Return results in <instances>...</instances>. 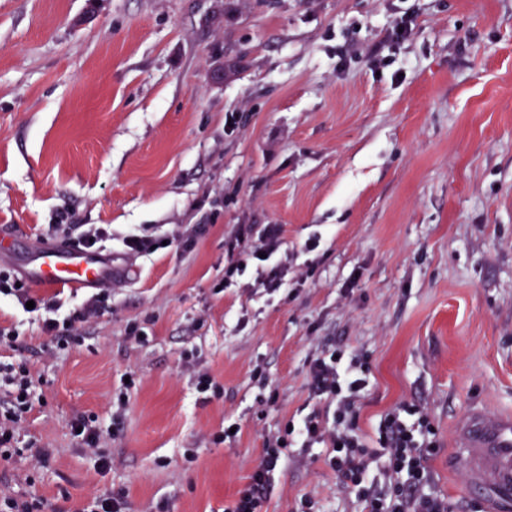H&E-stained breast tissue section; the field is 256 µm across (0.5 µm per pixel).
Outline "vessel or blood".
Returning <instances> with one entry per match:
<instances>
[{"instance_id": "obj_1", "label": "vessel or blood", "mask_w": 512, "mask_h": 512, "mask_svg": "<svg viewBox=\"0 0 512 512\" xmlns=\"http://www.w3.org/2000/svg\"><path fill=\"white\" fill-rule=\"evenodd\" d=\"M105 267L97 255L37 245L29 279L60 292L91 288L103 282ZM455 462L466 469L471 490L492 494L501 512H512V417L471 413L462 425Z\"/></svg>"}]
</instances>
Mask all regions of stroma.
<instances>
[{"label":"stroma","instance_id":"stroma-1","mask_svg":"<svg viewBox=\"0 0 512 512\" xmlns=\"http://www.w3.org/2000/svg\"><path fill=\"white\" fill-rule=\"evenodd\" d=\"M51 224L105 225L122 274L81 345L34 363L43 402L0 460L15 494L44 512L111 493L127 512H224L264 435L299 416L323 337L370 358L364 432L423 402L434 492L490 512L454 459L470 412L512 415V0H0V271L24 275ZM240 224L283 228L275 295L251 270L223 285ZM145 229L161 248L128 255ZM11 324L20 348L0 361L47 344L5 299ZM129 368L141 383L118 418ZM201 371L221 396L197 390ZM80 416L111 469L72 436ZM228 419L241 431L222 443ZM273 484L267 512L305 495L361 510L317 449Z\"/></svg>","mask_w":512,"mask_h":512}]
</instances>
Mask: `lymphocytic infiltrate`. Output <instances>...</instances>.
<instances>
[{
  "label": "lymphocytic infiltrate",
  "instance_id": "f902f5d3",
  "mask_svg": "<svg viewBox=\"0 0 512 512\" xmlns=\"http://www.w3.org/2000/svg\"><path fill=\"white\" fill-rule=\"evenodd\" d=\"M282 244L281 225L267 224L258 231L252 225H240L225 243V279L243 271L248 258L258 287L271 294L280 291L288 282V266L270 263L269 258ZM2 297L21 306L33 303L35 311L44 312L42 331L61 348L77 343L110 308V294L101 289L78 308L64 311L60 295L37 293L19 276L4 272H0ZM369 375L367 357L346 354L335 345L312 355L306 363L305 382L313 408L265 437L258 463L224 512H265L272 475L296 446L320 449L337 486L357 490L361 512H451V504L431 489L430 460L437 449V430L425 405L404 402L386 412L380 418L375 443H368L358 418ZM0 387L8 394L6 407L0 409V458L7 459L13 454L21 421L40 399L31 363H0ZM378 455L386 459L381 485L369 478Z\"/></svg>",
  "mask_w": 512,
  "mask_h": 512
}]
</instances>
